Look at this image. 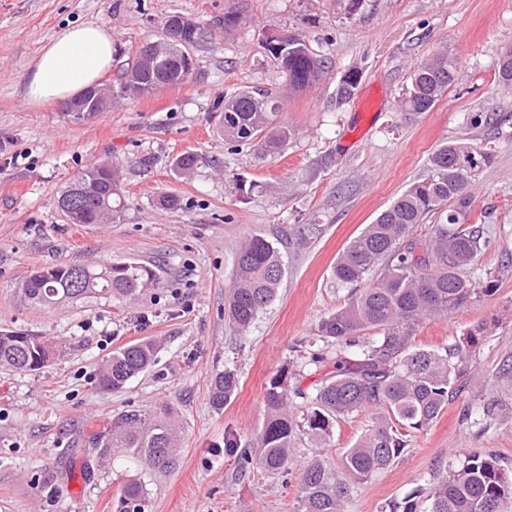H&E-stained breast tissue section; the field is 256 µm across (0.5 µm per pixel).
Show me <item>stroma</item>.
<instances>
[{
    "instance_id": "obj_1",
    "label": "stroma",
    "mask_w": 512,
    "mask_h": 512,
    "mask_svg": "<svg viewBox=\"0 0 512 512\" xmlns=\"http://www.w3.org/2000/svg\"><path fill=\"white\" fill-rule=\"evenodd\" d=\"M193 17L208 33L191 50L194 71L180 87L147 97L114 95L111 107L76 122L61 105L27 102L24 76L52 39L81 23L108 27L116 48L105 80L132 59L141 42L163 34L167 15ZM242 13L225 30L224 15ZM298 36L332 67L318 84L286 96L280 119L295 131L271 155L231 151L219 133L216 103L238 89L273 88L283 76L266 47L270 31ZM512 47V0H0V330L43 336L53 348L35 372L0 370V512H119L129 471L146 491V512H298L300 478L313 458L339 472L343 453L371 429V413L338 420L328 445L297 434L287 473L240 469L224 453V435L252 450L266 418L270 378L287 368L290 386L312 391L300 374L305 354L323 349L320 320L343 306L339 254L366 224L426 172L441 144L469 138L493 161L475 179L472 219L491 236L471 272L490 285L447 316L426 320L416 343L432 350L487 323L461 398L452 400L384 472L356 484L346 512H388L416 497L469 454L496 456L512 473V426L484 419L500 393L497 371L512 361V95L496 85L501 52ZM456 58L458 78L428 112L398 107L410 76L438 49ZM360 74L352 98L336 88ZM495 113L494 123H473ZM194 152L187 175L173 162ZM154 159L143 168L141 156ZM103 161L119 167L125 211L114 224H72L61 191ZM252 184L249 194L238 183ZM176 196L169 209L160 199ZM311 232L298 243L295 231ZM264 234L279 249L285 274L277 297L248 331L224 314L235 252ZM132 259L157 283L132 300L90 299L43 307L25 297L28 277L44 266ZM157 342L154 366L122 391L96 387L112 351L140 339ZM234 370L239 386L214 409L212 377ZM473 410L464 417L463 406ZM128 409L171 412L179 427L178 467L131 468L122 457L94 466V446ZM93 465L84 478V465Z\"/></svg>"
}]
</instances>
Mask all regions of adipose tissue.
<instances>
[{
	"mask_svg": "<svg viewBox=\"0 0 512 512\" xmlns=\"http://www.w3.org/2000/svg\"><path fill=\"white\" fill-rule=\"evenodd\" d=\"M112 34L104 25L83 24L51 40L25 75V95L35 105L65 102L97 83L112 66Z\"/></svg>",
	"mask_w": 512,
	"mask_h": 512,
	"instance_id": "adipose-tissue-1",
	"label": "adipose tissue"
}]
</instances>
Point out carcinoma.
<instances>
[{
    "label": "carcinoma",
    "instance_id": "cac0c4a2",
    "mask_svg": "<svg viewBox=\"0 0 512 512\" xmlns=\"http://www.w3.org/2000/svg\"><path fill=\"white\" fill-rule=\"evenodd\" d=\"M288 90L299 92L319 81L327 62L309 46L288 38V52H271ZM133 71L136 97L178 86L187 81L193 67L185 57L173 56L154 67L141 69L126 63L117 73L123 87ZM456 66L448 50H439L418 65L400 100L404 112L430 111L455 81ZM497 87L512 93V48L499 58ZM282 109L281 95L272 90H242L224 95L218 123L224 141L236 147L257 142L270 154L293 136V130L276 121ZM493 155L469 141L446 142L428 158L423 178L410 184L373 223L349 242L336 261L333 275L351 287L348 302L324 317L317 339L330 346L312 352L305 366L319 372L330 366L312 393L288 388V372L280 371L269 381L264 399L267 418L254 454L240 455L241 466L255 464L268 471L288 473V458L295 435L303 431L318 444L331 440L333 423L339 418L367 410L376 411L377 423L347 449L341 458L344 478L339 479L317 460L307 464L302 478L300 512H344L355 484L386 470L408 445V437L426 430L440 415L448 400L461 391L459 380L473 367L474 348L487 326L477 323L451 346L425 350L415 343L420 323L432 316H446L489 292L479 288L470 270L488 240L481 224H472L469 187L475 175L492 163ZM117 167L107 170L102 162L84 170L62 192L88 187L76 211L77 224H110L121 217L125 203L117 184ZM434 219L426 240L413 236L414 228ZM82 282L77 284L67 265L45 266L29 276L24 285L33 303L51 306L87 298L127 300L153 283L147 266L126 260L103 265H78ZM284 274L280 252L261 233L250 235L239 247L224 314L242 332L272 302ZM377 331L371 341L363 332ZM358 347L354 354L349 352ZM157 345L143 339L112 352L97 375V387L116 392L149 369ZM52 357L44 337L25 331H0V370L32 372ZM238 388L231 371L211 379V403L224 407ZM308 406L302 417L294 413V400ZM489 419L512 422V401L493 398L482 407ZM121 454L132 462H145L160 471L179 463L178 427L169 417H154L129 409L112 420L98 442L97 459L110 461ZM429 512H502L512 500V480L493 456L474 453L448 472L427 491ZM145 487L140 479L125 480L123 512H144Z\"/></svg>",
    "mask_w": 512,
    "mask_h": 512
}]
</instances>
